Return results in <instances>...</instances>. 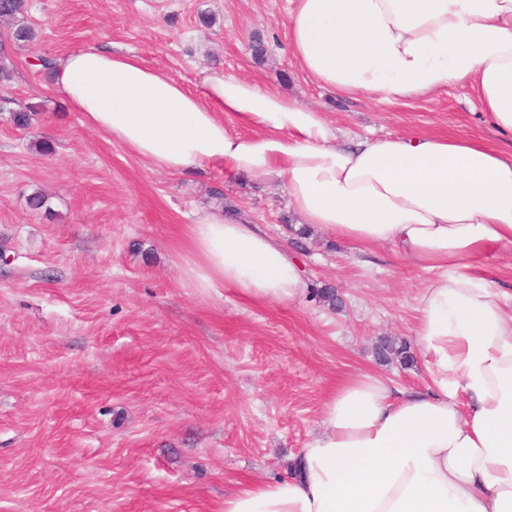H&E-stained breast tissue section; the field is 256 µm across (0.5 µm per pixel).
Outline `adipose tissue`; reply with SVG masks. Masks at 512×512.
<instances>
[{"mask_svg":"<svg viewBox=\"0 0 512 512\" xmlns=\"http://www.w3.org/2000/svg\"><path fill=\"white\" fill-rule=\"evenodd\" d=\"M300 70L340 95L398 101L458 84L512 137V0H289ZM53 90L85 121L172 173L223 167L285 181L301 223L429 271L413 344L425 390L362 371L289 477L249 481L223 512H512V304L471 265L512 247V156L473 137L337 143L326 115L278 91L203 71L188 92L132 54L96 46L56 60ZM254 129L230 133L222 113ZM194 287L262 303L304 296L286 246L231 212L190 226Z\"/></svg>","mask_w":512,"mask_h":512,"instance_id":"adipose-tissue-1","label":"adipose tissue"}]
</instances>
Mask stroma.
I'll list each match as a JSON object with an SVG mask.
<instances>
[{
  "label": "stroma",
  "instance_id": "stroma-1",
  "mask_svg": "<svg viewBox=\"0 0 512 512\" xmlns=\"http://www.w3.org/2000/svg\"><path fill=\"white\" fill-rule=\"evenodd\" d=\"M287 11L288 0H27L37 38L23 47L0 21L14 67L0 88V512H222L239 483L287 475L346 377L426 387L422 359L382 362L375 346L412 343L428 271L314 227L297 238L283 179L150 165L71 111L38 64L97 45L196 95L203 69L277 89L345 139L469 135L512 152L466 87L393 102L319 88L288 51ZM27 106L31 123L16 127ZM37 191L50 213L29 209ZM225 204L286 242L342 307L193 287L189 227Z\"/></svg>",
  "mask_w": 512,
  "mask_h": 512
}]
</instances>
